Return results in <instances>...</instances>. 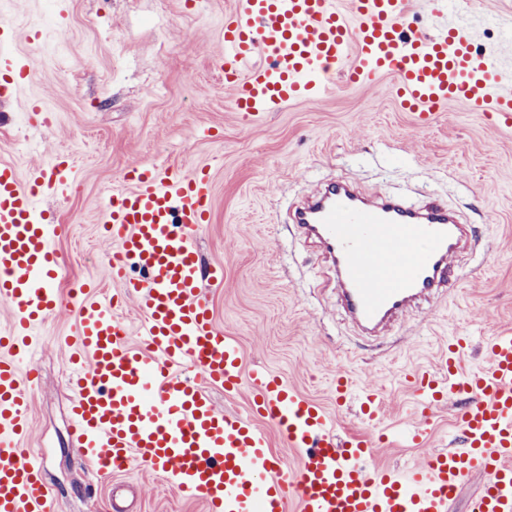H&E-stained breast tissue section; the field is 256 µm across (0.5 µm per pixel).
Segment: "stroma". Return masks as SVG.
<instances>
[{"instance_id": "1", "label": "stroma", "mask_w": 512, "mask_h": 512, "mask_svg": "<svg viewBox=\"0 0 512 512\" xmlns=\"http://www.w3.org/2000/svg\"><path fill=\"white\" fill-rule=\"evenodd\" d=\"M232 0H0V18L17 31L15 50L32 54L36 75L22 102L0 108V162L20 173L55 152L69 154L80 181L64 197L42 201L61 225L55 247L62 287L73 281L113 284L104 266L112 247L102 210L123 187L132 162L179 172L207 168L211 215L198 233L204 265L224 267V285L205 289L216 322L237 339L245 369L262 366L336 416L341 437L361 433L358 404L337 409V368L355 387L379 389V426L387 441L372 466L423 464L459 447L457 405L425 419L430 436L408 443L417 420L405 369L433 363L456 331L470 338L465 361L484 365V344L512 332V126L452 103L416 125L387 94L386 83L336 85L319 104L286 105L253 125L241 123L216 58ZM417 26L463 29L476 51L491 49L512 0H460L441 19L430 0H410ZM69 31L55 42L57 23ZM40 29V44L29 32ZM40 101L51 115L40 126L25 110ZM352 179L369 193L420 204L439 198L475 231L459 256L455 287L376 339L358 335L344 312L334 275L319 248L299 236L288 211L313 184ZM63 308L36 334L41 368L23 445L38 453L55 492V512H206L148 468L112 475L81 460L71 437L72 394L56 339L74 333Z\"/></svg>"}]
</instances>
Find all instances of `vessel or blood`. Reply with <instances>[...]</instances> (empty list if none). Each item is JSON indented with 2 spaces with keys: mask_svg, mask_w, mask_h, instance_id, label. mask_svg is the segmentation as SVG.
<instances>
[{
  "mask_svg": "<svg viewBox=\"0 0 512 512\" xmlns=\"http://www.w3.org/2000/svg\"><path fill=\"white\" fill-rule=\"evenodd\" d=\"M408 0H235L224 18L219 56L235 111L246 120L304 99L320 102L337 79L357 86L390 75V93L426 124L451 101L486 116L512 114L498 60L512 48V24L484 56L459 28L404 30ZM26 54H0V103L15 102L32 80ZM75 179L71 158L55 155L20 176L0 163V302L11 311L0 333V512H53L55 493L38 456L21 445L38 379L30 362L32 330L66 303L74 335L59 348L70 364L72 433L78 451L119 474L143 466L206 512H448L460 486L484 476L474 512H512V335L487 342V367L462 372L466 336H455L435 370L406 376L420 413L466 395L462 445L403 471L370 467L376 436L340 440L333 416L283 378L244 372L237 341L224 333L203 297L223 284L224 268L202 267L198 229L208 223L212 182L132 163L107 205L114 250L106 267L112 298L79 286L63 298L56 225L37 203L64 194ZM331 263L341 304L358 330L382 332L418 302L450 287L467 236L447 208L416 209L370 199L329 182L292 216ZM141 316L140 346L126 341L116 310L124 298ZM225 395L250 388V409L218 408ZM276 424L303 459L292 466L269 446L258 418Z\"/></svg>",
  "mask_w": 512,
  "mask_h": 512,
  "instance_id": "obj_1",
  "label": "vessel or blood"
}]
</instances>
